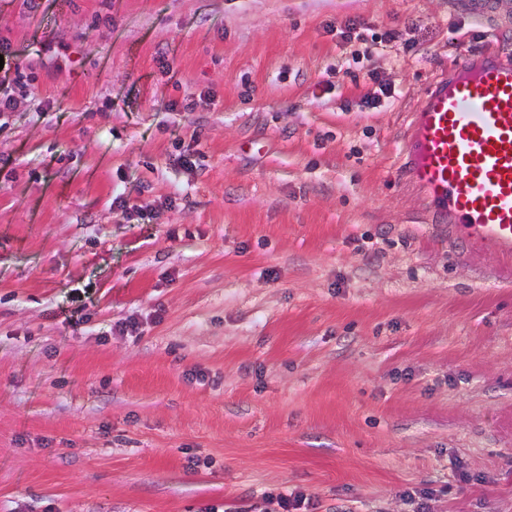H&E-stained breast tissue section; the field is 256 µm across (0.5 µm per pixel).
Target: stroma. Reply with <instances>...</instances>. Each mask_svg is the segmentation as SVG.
I'll list each match as a JSON object with an SVG mask.
<instances>
[{
    "mask_svg": "<svg viewBox=\"0 0 512 512\" xmlns=\"http://www.w3.org/2000/svg\"><path fill=\"white\" fill-rule=\"evenodd\" d=\"M450 2L0 0V512H512V256L405 178L427 86L512 60ZM0 55L4 58V66L0 70V112H13L16 107L15 88L26 87L30 79L19 64L12 62L10 44L0 43ZM306 498L300 493L284 494L269 493L266 497L268 508L266 512H290L301 508ZM294 509V510H291Z\"/></svg>",
    "mask_w": 512,
    "mask_h": 512,
    "instance_id": "1",
    "label": "stroma"
}]
</instances>
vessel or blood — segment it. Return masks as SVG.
I'll return each instance as SVG.
<instances>
[{
  "label": "vessel or blood",
  "mask_w": 512,
  "mask_h": 512,
  "mask_svg": "<svg viewBox=\"0 0 512 512\" xmlns=\"http://www.w3.org/2000/svg\"><path fill=\"white\" fill-rule=\"evenodd\" d=\"M478 23L498 0H462ZM406 175L475 244L512 253V62L491 50L464 55L410 115Z\"/></svg>",
  "instance_id": "1"
}]
</instances>
